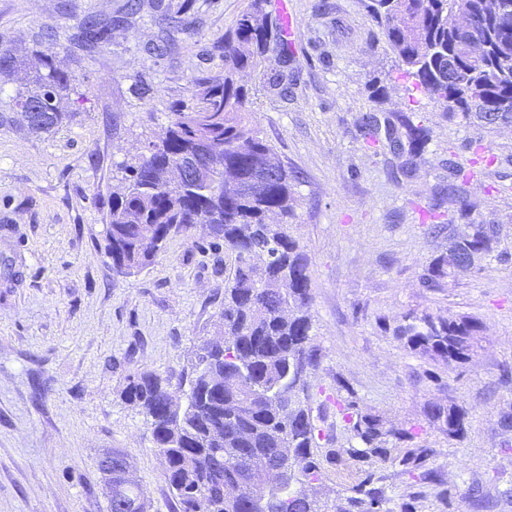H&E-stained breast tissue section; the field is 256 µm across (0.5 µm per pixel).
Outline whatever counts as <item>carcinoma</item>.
Segmentation results:
<instances>
[{"instance_id":"1","label":"carcinoma","mask_w":512,"mask_h":512,"mask_svg":"<svg viewBox=\"0 0 512 512\" xmlns=\"http://www.w3.org/2000/svg\"><path fill=\"white\" fill-rule=\"evenodd\" d=\"M263 0L251 7L224 35V74L201 80L193 104L172 113L168 125L148 142L132 164L121 165L124 185L112 192L107 249L113 268L132 275L149 266L173 235L187 236L194 225H209L210 235L235 256L224 288V343H203L188 380L189 403L167 413L168 378L144 371L129 378L122 395L146 417L152 438L162 445L166 480L178 512H327L305 487L322 478L319 449L333 435L318 424L310 397H296L299 372L318 364L310 346L312 324L308 257L288 234L293 210L291 177L275 149L259 135L247 115L249 89L244 75L257 72L267 47L285 50L284 26H272ZM372 17L402 74L450 118L479 127L512 124V28L499 24L485 0H371ZM475 19V43L482 49L472 59L458 17ZM88 48L107 41L112 26L88 15L80 25ZM454 60L448 75V59ZM41 69L28 79L34 89L18 92L16 105L34 132H45L68 117L63 101L71 90L70 75L55 57H40ZM46 100L47 112L31 113L26 105ZM394 154L405 161L420 157L431 141L430 129L412 116L395 115L387 128ZM202 146L201 173L181 185L172 183L171 166ZM474 174L456 169L450 195L467 207L463 186ZM499 229L475 224L472 233L448 236L457 255L434 259L423 275L427 288L457 279L494 256ZM477 321L468 315H409L395 329L407 346L434 360L466 361L475 347ZM228 377L241 379L227 388ZM336 405L348 434L346 452L361 459L387 460L389 438L411 441L414 428L388 429L378 414L356 408L353 392L327 395L318 411ZM429 420L448 438L465 433L466 412L457 404H435ZM265 455L288 468V482L259 495L248 475V462ZM124 500L143 496L139 484L119 477ZM228 486L238 488L233 499ZM381 488L366 481L354 494L339 498L332 512H383Z\"/></svg>"}]
</instances>
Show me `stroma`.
I'll list each match as a JSON object with an SVG mask.
<instances>
[{
	"label": "stroma",
	"instance_id": "35a3bbf8",
	"mask_svg": "<svg viewBox=\"0 0 512 512\" xmlns=\"http://www.w3.org/2000/svg\"><path fill=\"white\" fill-rule=\"evenodd\" d=\"M252 0H153L126 18V0H0V41L20 57L55 56L72 75L71 120L29 133L15 106L17 83L0 86V512H108L99 460L124 450L148 512H175L165 464L138 408L122 392L130 375L178 380L203 341L216 336L224 276L234 263L207 231L170 239L141 272L122 276L105 249L112 189L122 163L140 154L191 104L199 81L224 68V34ZM264 0L269 23L291 28L287 50L266 63L292 85L270 90L263 72L244 76L253 125L292 177L288 232L309 259L311 343L319 365L311 393L344 385L357 407L387 427H415L414 447L434 481L402 473L403 456L368 464L346 454L347 433L328 408L325 424L340 450L322 463L323 500L352 495L366 475L384 487L389 512H512V126L476 129L448 118L398 60L368 11L369 0ZM191 20L170 32L166 17ZM110 20L96 50L77 38L88 15ZM384 94H377V87ZM368 112L406 113L432 140L413 176L392 172V157L368 144ZM482 140L488 162L469 149ZM474 168L472 207L448 195L453 167ZM466 232L500 229L499 253L442 287L422 286L430 262L448 254L432 220ZM466 314L479 325L470 358L447 365L395 335L405 315ZM467 411L466 434L451 440L426 412L433 404Z\"/></svg>",
	"mask_w": 512,
	"mask_h": 512
}]
</instances>
